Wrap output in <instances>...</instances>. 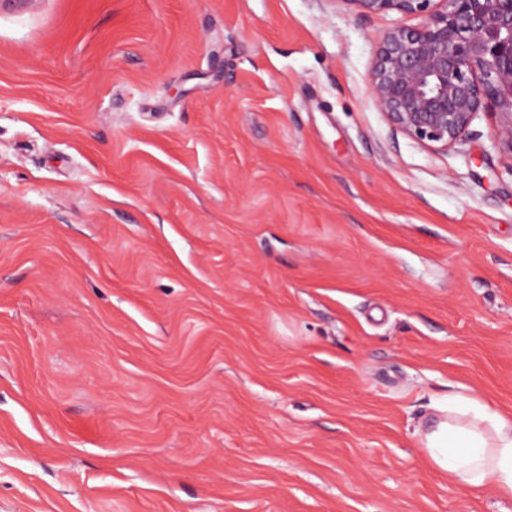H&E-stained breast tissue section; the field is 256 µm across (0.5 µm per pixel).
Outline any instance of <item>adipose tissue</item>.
Segmentation results:
<instances>
[{"instance_id":"adipose-tissue-1","label":"adipose tissue","mask_w":512,"mask_h":512,"mask_svg":"<svg viewBox=\"0 0 512 512\" xmlns=\"http://www.w3.org/2000/svg\"><path fill=\"white\" fill-rule=\"evenodd\" d=\"M437 410L417 431L434 468L471 489L512 496V415L473 398Z\"/></svg>"}]
</instances>
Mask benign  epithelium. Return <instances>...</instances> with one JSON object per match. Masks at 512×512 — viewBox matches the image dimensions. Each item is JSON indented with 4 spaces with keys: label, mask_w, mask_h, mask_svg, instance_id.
<instances>
[{
    "label": "benign epithelium",
    "mask_w": 512,
    "mask_h": 512,
    "mask_svg": "<svg viewBox=\"0 0 512 512\" xmlns=\"http://www.w3.org/2000/svg\"><path fill=\"white\" fill-rule=\"evenodd\" d=\"M363 14L419 15L381 38L370 76L378 108L405 135L443 148L481 110L512 153V0H348Z\"/></svg>",
    "instance_id": "1"
}]
</instances>
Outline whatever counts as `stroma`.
Instances as JSON below:
<instances>
[{
    "instance_id": "1",
    "label": "stroma",
    "mask_w": 512,
    "mask_h": 512,
    "mask_svg": "<svg viewBox=\"0 0 512 512\" xmlns=\"http://www.w3.org/2000/svg\"><path fill=\"white\" fill-rule=\"evenodd\" d=\"M346 0L0 4V512H512V152L377 108ZM417 435L435 469L474 490L512 496V415L473 398L436 404Z\"/></svg>"
}]
</instances>
